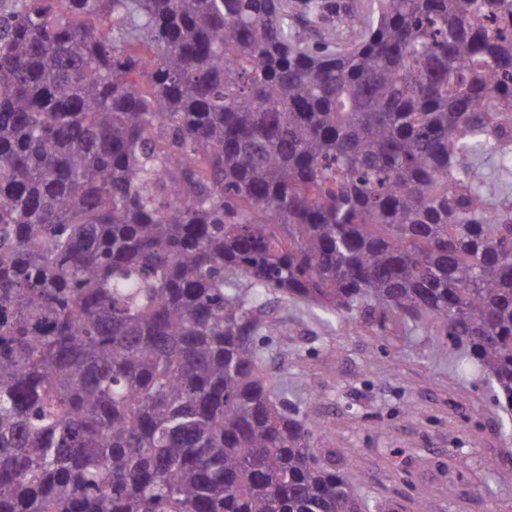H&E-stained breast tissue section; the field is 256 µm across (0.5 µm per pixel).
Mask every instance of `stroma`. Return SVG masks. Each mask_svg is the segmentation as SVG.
<instances>
[{"label": "stroma", "mask_w": 512, "mask_h": 512, "mask_svg": "<svg viewBox=\"0 0 512 512\" xmlns=\"http://www.w3.org/2000/svg\"><path fill=\"white\" fill-rule=\"evenodd\" d=\"M266 308L288 327L265 338L266 368L324 425L322 454L363 499L414 512L425 490L440 512H512V414L475 375L458 374L447 337L380 335L299 301Z\"/></svg>", "instance_id": "35a3bbf8"}]
</instances>
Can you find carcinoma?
<instances>
[{"mask_svg": "<svg viewBox=\"0 0 512 512\" xmlns=\"http://www.w3.org/2000/svg\"><path fill=\"white\" fill-rule=\"evenodd\" d=\"M269 295L512 411V0H0V512H368Z\"/></svg>", "mask_w": 512, "mask_h": 512, "instance_id": "obj_1", "label": "carcinoma"}]
</instances>
